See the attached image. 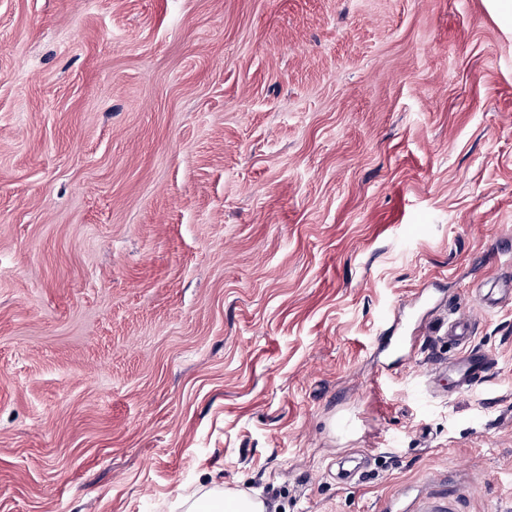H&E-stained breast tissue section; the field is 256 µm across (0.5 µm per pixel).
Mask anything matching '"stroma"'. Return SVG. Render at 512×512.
Returning <instances> with one entry per match:
<instances>
[{
  "label": "stroma",
  "mask_w": 512,
  "mask_h": 512,
  "mask_svg": "<svg viewBox=\"0 0 512 512\" xmlns=\"http://www.w3.org/2000/svg\"><path fill=\"white\" fill-rule=\"evenodd\" d=\"M498 280L488 0H0V512H512ZM471 328L472 323L465 314L452 313L448 317V342L466 344L470 338ZM492 359L487 354H479L473 351H463L453 362V371L458 376L461 388L467 387L477 379L484 378L492 370ZM183 512H267L266 502L222 487H201L178 503Z\"/></svg>",
  "instance_id": "stroma-1"
}]
</instances>
